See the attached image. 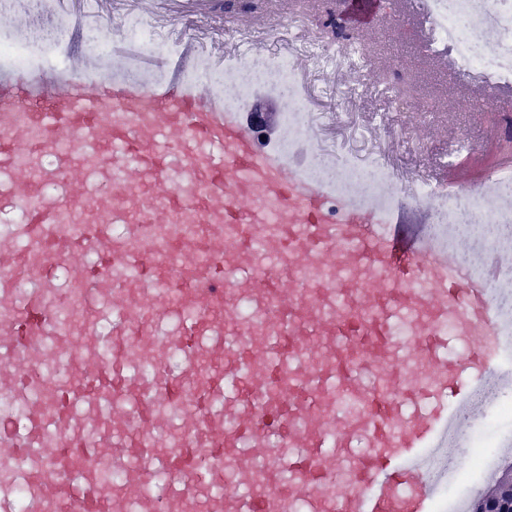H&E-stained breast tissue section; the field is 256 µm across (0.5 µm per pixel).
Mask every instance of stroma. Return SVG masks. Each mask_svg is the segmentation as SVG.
<instances>
[{
	"label": "stroma",
	"mask_w": 512,
	"mask_h": 512,
	"mask_svg": "<svg viewBox=\"0 0 512 512\" xmlns=\"http://www.w3.org/2000/svg\"><path fill=\"white\" fill-rule=\"evenodd\" d=\"M216 27L232 37L240 23L255 26L268 52L279 47L266 26L270 20L293 23L304 41L320 35L336 59L320 72L307 69L316 110L323 115L320 137L337 150L369 155L386 149L391 166L413 182L437 184L454 178L470 186L488 168L512 160L504 137L512 114L475 109L485 89L473 73L457 67L451 55H428L429 29L420 0H383L378 25L352 31L337 43L329 24L343 12L340 0H213ZM349 91L336 105L332 89ZM470 147L456 151L459 137Z\"/></svg>",
	"instance_id": "1"
}]
</instances>
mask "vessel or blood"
I'll list each match as a JSON object with an SVG mask.
<instances>
[{"label": "vessel or blood", "mask_w": 512, "mask_h": 512, "mask_svg": "<svg viewBox=\"0 0 512 512\" xmlns=\"http://www.w3.org/2000/svg\"><path fill=\"white\" fill-rule=\"evenodd\" d=\"M197 12L185 29L158 0H0L1 37L47 24L70 36L63 64L0 63V199L18 212L0 229V398L21 410L0 416V512H293L300 499L308 512H433L478 392L512 381L499 363L512 239L447 248L401 233L397 213L256 150L223 92L187 73L259 42L240 28L227 50L208 0ZM345 16L371 29L380 0H346ZM133 19L172 54L137 58ZM108 24V55L74 47ZM92 177L98 191L80 194ZM51 182L65 192L45 194ZM62 268L105 302L108 327L64 326ZM24 272L38 288L17 289ZM451 335L470 343L463 359L443 356Z\"/></svg>", "instance_id": "vessel-or-blood-1"}]
</instances>
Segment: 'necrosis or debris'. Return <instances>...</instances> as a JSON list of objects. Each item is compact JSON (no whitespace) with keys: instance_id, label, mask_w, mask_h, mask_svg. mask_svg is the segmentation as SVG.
<instances>
[{"instance_id":"necrosis-or-debris-1","label":"necrosis or debris","mask_w":512,"mask_h":512,"mask_svg":"<svg viewBox=\"0 0 512 512\" xmlns=\"http://www.w3.org/2000/svg\"><path fill=\"white\" fill-rule=\"evenodd\" d=\"M424 12L431 32L430 52H450L458 66L487 75L492 84L512 83V0H426ZM490 28L497 32L491 43L483 37ZM66 38L63 30L53 29L28 41L0 39V57L16 64H51L60 61ZM223 87L225 104L233 110L245 109L260 92L282 99L285 137L279 148L285 155L295 151L317 117L289 55L256 52L242 61L226 63ZM303 173L327 181L336 194L361 199L375 197L392 177L391 167L379 159L339 153L329 165L320 150L308 159ZM490 177L500 185L499 196L505 199V206H489L479 194L460 195L453 203H440L430 218L428 232L440 236L446 230L457 231L468 225L471 238L490 246L497 244L503 234H512V174L494 171ZM493 425H512V404L497 393L471 420L469 435L478 448L475 469L485 467L488 449L497 445L496 436L489 431Z\"/></svg>"}]
</instances>
